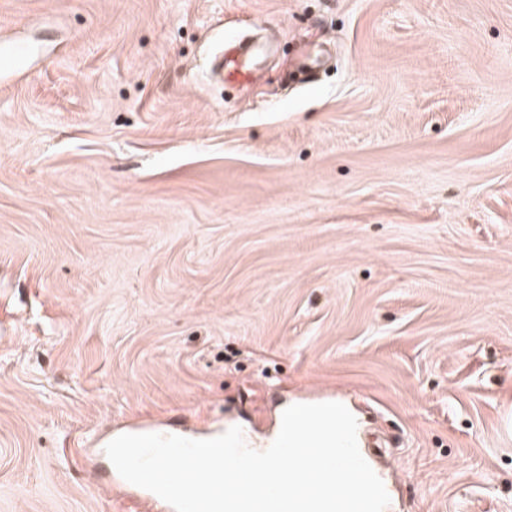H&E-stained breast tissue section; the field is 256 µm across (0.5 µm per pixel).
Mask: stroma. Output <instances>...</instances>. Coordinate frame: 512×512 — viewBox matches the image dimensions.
<instances>
[{
    "label": "stroma",
    "instance_id": "35a3bbf8",
    "mask_svg": "<svg viewBox=\"0 0 512 512\" xmlns=\"http://www.w3.org/2000/svg\"><path fill=\"white\" fill-rule=\"evenodd\" d=\"M13 42L0 512H142L104 437L292 394L393 512H512V0H0ZM265 45L260 42H241L218 63L228 80L247 81L253 73V65L264 54Z\"/></svg>",
    "mask_w": 512,
    "mask_h": 512
}]
</instances>
